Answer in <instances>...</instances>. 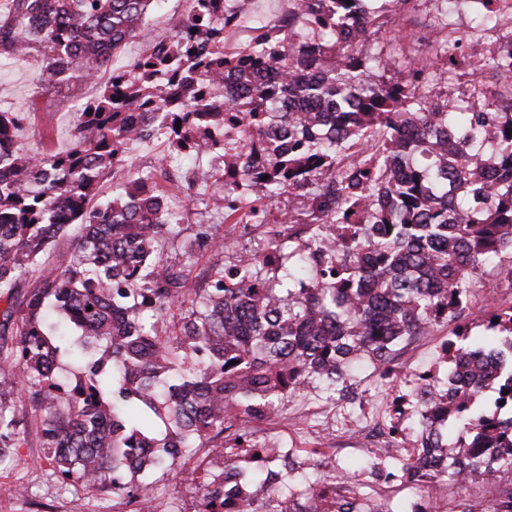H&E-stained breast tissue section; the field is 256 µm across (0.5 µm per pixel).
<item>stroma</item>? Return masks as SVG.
Segmentation results:
<instances>
[{"instance_id":"obj_1","label":"stroma","mask_w":512,"mask_h":512,"mask_svg":"<svg viewBox=\"0 0 512 512\" xmlns=\"http://www.w3.org/2000/svg\"><path fill=\"white\" fill-rule=\"evenodd\" d=\"M42 65L43 52L38 48L23 61H0V111L26 113L16 143L28 153L70 148L73 105L96 97L102 89L101 84L80 79L40 82ZM494 302H512V287L489 270L470 318L471 340L487 337L483 310ZM449 338L448 326L441 325L427 335L401 343L396 372L388 377L366 362L351 368L349 380L357 395L355 401L340 399L323 389L289 398L281 409L284 419L278 431L258 427V440L276 441L299 457L306 450L318 449V463L306 466V473L314 478L327 477L341 488L357 487L362 512H375L385 497L392 498L401 512H407L412 502L421 500L422 488L400 478L401 464L396 460L385 464L393 472V480L377 481L366 467V458L377 444V423L392 417L401 426L411 428L418 422L419 415L407 400L412 381L423 373L440 378L447 375L450 363L442 346ZM224 441V436L212 435L194 456L150 474L156 512H198L200 501L195 488L199 482L219 475ZM15 485L25 487L24 498L8 495V487ZM127 502V496L109 491L95 497L80 484L61 485L32 431L21 447L12 449L9 460L0 464V512H124Z\"/></svg>"}]
</instances>
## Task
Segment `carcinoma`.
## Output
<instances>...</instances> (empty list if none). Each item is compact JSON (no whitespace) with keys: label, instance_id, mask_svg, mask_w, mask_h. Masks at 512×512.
Wrapping results in <instances>:
<instances>
[{"label":"carcinoma","instance_id":"carcinoma-1","mask_svg":"<svg viewBox=\"0 0 512 512\" xmlns=\"http://www.w3.org/2000/svg\"><path fill=\"white\" fill-rule=\"evenodd\" d=\"M221 0L187 15L204 29L202 52L177 39L168 50L143 45L127 78L107 83L78 109L72 146L29 155L16 146L23 112H0V461L36 427L63 483L122 492L137 512H154L151 484L107 482L105 474H145L202 446L239 419H264L298 392L324 383L350 395L347 369L369 361L395 371V347L440 324L467 336L485 269L512 286V38L477 57L463 40L430 23L433 56L406 57L403 75L386 76L383 53L405 50L414 0H298L281 24L260 19L239 51H223L210 24ZM478 32L497 35L499 16L481 0ZM156 0H8L0 11V58L43 50L44 81L90 78L142 33ZM288 32L278 57L266 41ZM180 88L178 104L155 92L158 75ZM212 79L208 96L197 78ZM458 83L473 102L448 95ZM152 105L205 152L203 125L226 111L249 116L268 140L262 195L273 204L287 184L310 188L299 198L303 220L266 225L272 256L214 267L197 279L164 260L161 244L180 232L157 194L124 191L99 202L104 180L126 161L128 146L173 130L137 125L130 112ZM224 224L250 219L248 197L224 207L205 203ZM79 230L65 269L49 266L52 242ZM188 251L231 247L211 224H195ZM34 285L14 296L18 279ZM499 322H493V319ZM500 347L448 342L452 366L443 383L418 376L416 452L403 477L427 492L426 510L455 512L436 491L489 475V512H512V303L485 310ZM69 356L81 367L70 381L57 368ZM500 385L497 412L474 407L477 394ZM26 393L30 407L13 398ZM153 415L165 434L132 425ZM385 444L367 461L397 458L407 433L383 423ZM276 474L245 470L224 455L222 481L199 485L207 512L214 501L237 512H271ZM317 478L288 512H322ZM269 493L258 497L247 488Z\"/></svg>","mask_w":512,"mask_h":512}]
</instances>
